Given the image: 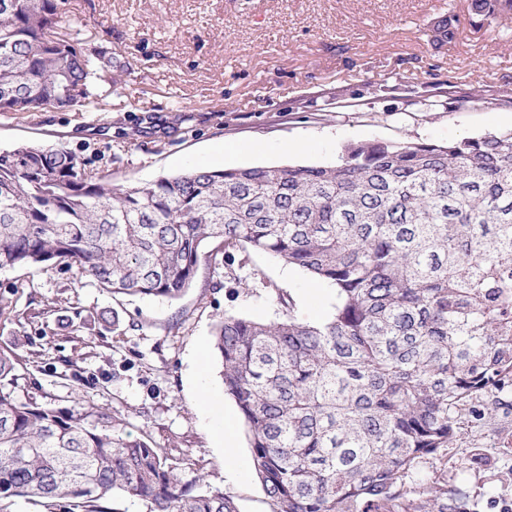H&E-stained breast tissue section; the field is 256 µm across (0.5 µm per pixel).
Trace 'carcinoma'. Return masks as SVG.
Here are the masks:
<instances>
[{
	"instance_id": "carcinoma-1",
	"label": "carcinoma",
	"mask_w": 512,
	"mask_h": 512,
	"mask_svg": "<svg viewBox=\"0 0 512 512\" xmlns=\"http://www.w3.org/2000/svg\"><path fill=\"white\" fill-rule=\"evenodd\" d=\"M509 18L512 0H468ZM437 19L432 44L457 38ZM67 0H0V113L106 112L112 52L80 47ZM208 259L269 253L332 288L318 323L226 312L214 325L224 394L246 427L271 512H480L437 468L447 448L512 442V133L361 142L334 165L189 169L112 182L64 148L0 152V270L65 262L82 286L170 300ZM0 350V512H237L166 453L119 434L121 414L13 396ZM429 464L434 477L415 479Z\"/></svg>"
}]
</instances>
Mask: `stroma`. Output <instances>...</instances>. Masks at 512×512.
Segmentation results:
<instances>
[{
    "label": "stroma",
    "mask_w": 512,
    "mask_h": 512,
    "mask_svg": "<svg viewBox=\"0 0 512 512\" xmlns=\"http://www.w3.org/2000/svg\"><path fill=\"white\" fill-rule=\"evenodd\" d=\"M468 0H70L86 47L103 46L129 72L106 94L109 122L68 108L0 114V151L64 147L114 181L144 184L188 168L332 165L361 141L428 142L512 131V19H469ZM459 17L454 43L431 41L436 18ZM490 91L489 102L468 95ZM254 253L201 261L179 299L115 297L75 283L74 268L0 271V350L13 351L20 401H87L121 414L123 436L164 449L184 479L217 487L239 512H270L235 403L212 348L219 314L273 321L278 294L292 315L326 319L334 295ZM98 319L83 325L88 313ZM233 425L235 455L220 440ZM448 449L449 484L512 504V448Z\"/></svg>",
    "instance_id": "1"
}]
</instances>
